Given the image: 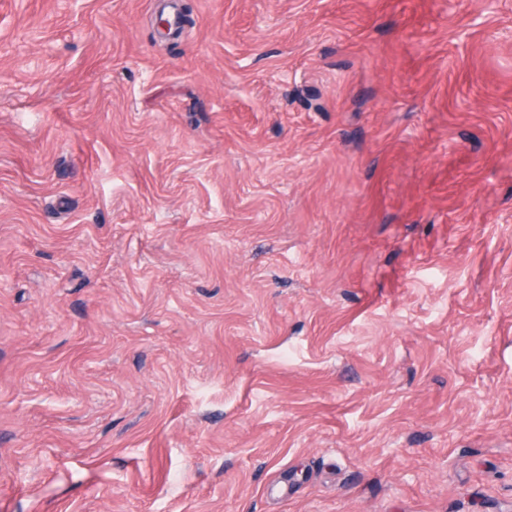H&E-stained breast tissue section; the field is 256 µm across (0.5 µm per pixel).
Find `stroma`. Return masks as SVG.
I'll return each instance as SVG.
<instances>
[{"label":"stroma","mask_w":512,"mask_h":512,"mask_svg":"<svg viewBox=\"0 0 512 512\" xmlns=\"http://www.w3.org/2000/svg\"><path fill=\"white\" fill-rule=\"evenodd\" d=\"M0 0V512H512V0Z\"/></svg>","instance_id":"stroma-1"}]
</instances>
